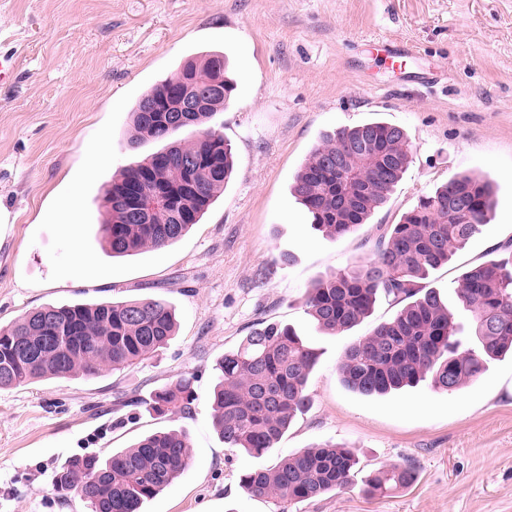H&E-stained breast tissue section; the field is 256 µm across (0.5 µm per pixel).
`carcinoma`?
I'll return each instance as SVG.
<instances>
[{
    "mask_svg": "<svg viewBox=\"0 0 512 512\" xmlns=\"http://www.w3.org/2000/svg\"><path fill=\"white\" fill-rule=\"evenodd\" d=\"M209 92L207 105L179 112L184 89ZM235 84L228 58L208 52L186 59L176 72L136 102L135 148L147 141L165 146L112 179L104 190L102 240L114 257L160 249L200 223L224 191L234 169L232 145L207 123L229 104ZM191 131L192 139L177 138ZM350 176L336 179V158ZM406 131L382 120L339 127L323 135L291 186L313 228L330 238L357 231L387 203L411 162ZM140 182L146 222L132 221L119 203L122 191ZM494 186L485 175L458 174L419 198L372 244V259L318 280L308 289L307 314L320 329L336 334L369 317L379 298L398 306L389 320L358 337L344 351L338 370L344 385L363 395H384L430 380L453 393L476 382L490 360L512 354V267L488 260L470 267L457 281L472 331L462 335L439 294L424 285L430 273L489 223ZM170 304L144 299L98 304L46 306L0 326V389L42 378L107 368L131 367L174 336ZM314 348L288 325L253 329L217 364L213 389L215 429L228 448L260 458L282 438L310 404L309 375L318 362ZM193 380L181 377L157 389L150 410L173 414L195 401ZM190 464L186 430L156 432L107 460L75 457L58 472L54 488L75 493L91 512H143V505L170 486ZM358 461L350 451L320 444L282 458L269 468L242 475L254 497L276 502L306 500L346 488ZM411 463L375 470L364 480L367 493L384 494L411 485Z\"/></svg>",
    "mask_w": 512,
    "mask_h": 512,
    "instance_id": "carcinoma-1",
    "label": "carcinoma"
}]
</instances>
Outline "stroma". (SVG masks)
I'll use <instances>...</instances> for the list:
<instances>
[{"instance_id":"obj_1","label":"stroma","mask_w":512,"mask_h":512,"mask_svg":"<svg viewBox=\"0 0 512 512\" xmlns=\"http://www.w3.org/2000/svg\"><path fill=\"white\" fill-rule=\"evenodd\" d=\"M381 42L413 55L390 65ZM205 50L230 57L238 84L210 121L233 146L234 176L179 240L114 257L101 240L104 189L159 148L129 149L133 106ZM0 52L18 65L15 84L0 85V324L46 305L146 298L169 303L178 323L131 367L0 389V512H89L53 486L72 456L105 460L180 428L191 465L145 512H512L511 357L450 395L424 381L362 396L338 362L395 306L379 300L336 336L304 311L315 281L367 262L379 225L459 173L489 175L496 207L427 287L455 306L463 272L512 258V0H0ZM371 117L407 131L412 161L367 224L327 238L293 178L323 134ZM260 321L294 327L320 358L310 408L256 459L224 446L210 396L217 363ZM184 376L197 393L189 409L145 410ZM326 442L357 457L352 486L282 504L242 489L244 471ZM406 462L412 485L363 492V476Z\"/></svg>"}]
</instances>
